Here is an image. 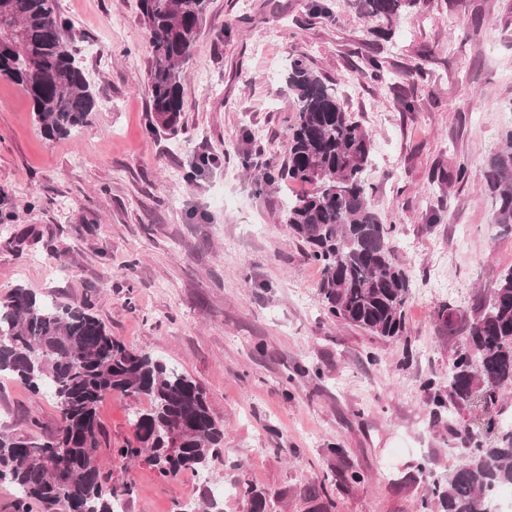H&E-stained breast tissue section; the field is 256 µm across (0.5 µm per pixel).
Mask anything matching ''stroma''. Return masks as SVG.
Masks as SVG:
<instances>
[{"instance_id": "35a3bbf8", "label": "stroma", "mask_w": 512, "mask_h": 512, "mask_svg": "<svg viewBox=\"0 0 512 512\" xmlns=\"http://www.w3.org/2000/svg\"><path fill=\"white\" fill-rule=\"evenodd\" d=\"M313 2L210 0L183 67L178 127L155 132L136 0H59L98 105L78 134L49 140L24 91L0 79V300L22 286L90 304L113 336L200 383L224 422L209 474L214 491L233 490L224 512H249L242 482L268 493L273 512H417L432 473L456 461L421 388L446 381L467 339L446 334L438 310L473 319L512 267V237L477 186L512 129V0H416L377 44L356 0H321L323 14ZM295 50L373 138L371 202L413 281L398 339L328 317L321 270L280 219L303 185L253 182L287 157L295 112L283 61ZM373 56L385 82L363 75ZM461 161L470 177L451 182ZM437 274L447 288L426 290ZM137 406L100 403L101 465L133 484L127 512H172L196 499L197 476L164 479L115 454ZM34 419L52 433L53 403L0 376V430ZM345 468L363 482H341Z\"/></svg>"}]
</instances>
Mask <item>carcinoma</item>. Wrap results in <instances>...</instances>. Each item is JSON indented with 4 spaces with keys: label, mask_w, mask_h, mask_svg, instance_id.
<instances>
[{
    "label": "carcinoma",
    "mask_w": 512,
    "mask_h": 512,
    "mask_svg": "<svg viewBox=\"0 0 512 512\" xmlns=\"http://www.w3.org/2000/svg\"><path fill=\"white\" fill-rule=\"evenodd\" d=\"M415 0H361L376 22L375 37ZM149 40L146 73L152 127L173 130L183 111V65L190 58L209 0H137ZM68 22L58 0H0V79L27 94L42 133L66 138L85 127L97 100L84 68L70 50ZM297 103L288 131V154L277 172L256 182L277 180L312 190L288 201L281 216L322 272L319 294L330 317L375 336L395 339L405 330L411 280L390 247L393 227L383 224L371 203L366 172L373 140L336 92L294 53L285 79ZM479 185L492 199L494 223L512 234V131L487 158ZM462 313L443 305L438 318L448 330ZM467 347L454 352L446 382H423L439 408L472 403L475 387L490 417L501 414L504 391L512 388V267L482 295L467 322ZM52 401L58 426L48 435L0 431V484L15 489L14 512H115L132 485L109 484L99 465L104 437L99 404L107 395L145 399L134 412L133 440L115 449L119 458L142 455L163 478L190 471L208 473L224 453V423L215 417L205 389L146 350L127 347L84 305L56 304L16 288L0 302V374ZM448 434L458 444L460 463L433 482L434 501L421 512H487L491 499L512 486V431L489 445L464 420H452ZM250 512H269L267 498L253 486L240 488ZM202 507L177 502L174 512H224L207 487Z\"/></svg>",
    "instance_id": "1"
}]
</instances>
